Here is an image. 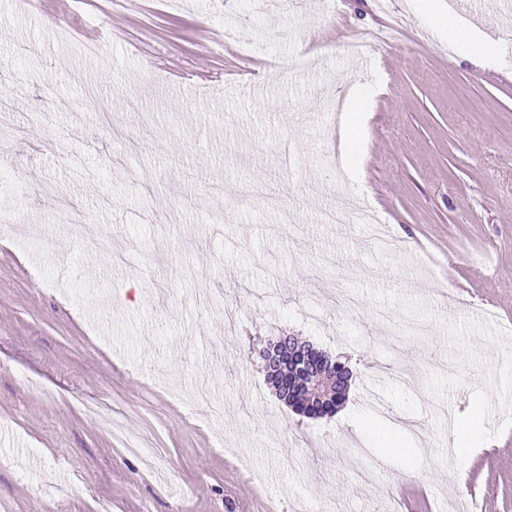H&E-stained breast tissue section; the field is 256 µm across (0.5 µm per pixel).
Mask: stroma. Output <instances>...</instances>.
<instances>
[{
    "mask_svg": "<svg viewBox=\"0 0 512 512\" xmlns=\"http://www.w3.org/2000/svg\"><path fill=\"white\" fill-rule=\"evenodd\" d=\"M419 7L0 0V512H512V18L424 40ZM97 27L89 80L70 33ZM340 88L365 93L341 185ZM340 197L392 247L325 223ZM288 334L348 360L334 414L277 398ZM475 399L493 444L462 462ZM389 38H378L371 35L370 32H362L360 37L352 39L347 44V50L350 54L360 56L370 51L387 45ZM268 379L270 381V383L273 385V387L275 388V390L277 391V394L278 396L286 401L285 403L288 405H290L291 407H293L292 409L295 411L296 414L298 415H301V416H304V417H308V418H314V417H311V416H316V415H323L324 413H327V412H319V410L313 408V407H310V406H307V402L305 399H303V401H299V399L295 398L294 400H290L288 398V395L287 394H284L282 392V390L280 389L281 387H285V386H288V380L285 379V377H281V376H277V379L279 380V387L274 383L275 379L274 378H271V376H269L268 374ZM310 415V416H308Z\"/></svg>",
    "mask_w": 512,
    "mask_h": 512,
    "instance_id": "obj_1",
    "label": "stroma"
}]
</instances>
